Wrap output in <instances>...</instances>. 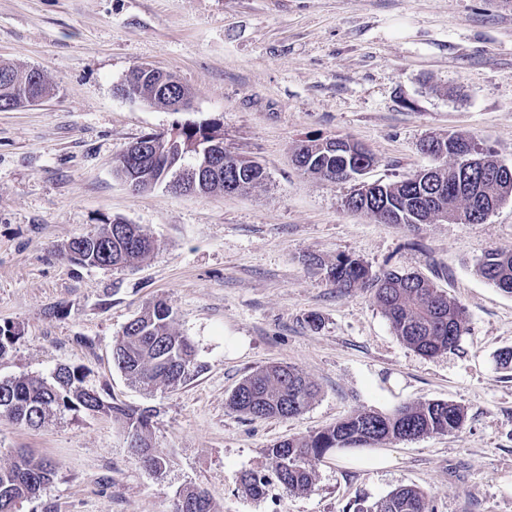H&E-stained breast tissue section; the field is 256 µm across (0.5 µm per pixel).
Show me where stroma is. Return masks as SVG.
Segmentation results:
<instances>
[{
	"instance_id": "1",
	"label": "stroma",
	"mask_w": 512,
	"mask_h": 512,
	"mask_svg": "<svg viewBox=\"0 0 512 512\" xmlns=\"http://www.w3.org/2000/svg\"><path fill=\"white\" fill-rule=\"evenodd\" d=\"M0 60L40 69L50 87L39 105L0 112V325L18 331L0 380L82 366L108 401L149 411L168 460L147 470L106 415L35 429L0 417V466L23 449L57 472L20 512H171L189 486L213 512H356L407 485L434 512H512V368L495 361L512 348V296L476 272L486 252H512V198L479 223L390 224L344 207L359 183L292 161L301 141L348 137L372 155L362 181L389 183L431 165L424 138L458 132L512 164V0H0ZM141 65L175 74L189 107L118 95ZM214 118L226 152L265 167L261 184L138 192L114 173L140 136ZM115 218L143 228L148 256L121 268L65 257ZM340 257L431 280L466 312L457 347L428 357L401 343L370 292L327 281ZM159 301L199 365L174 389L129 383L112 356ZM270 364L318 386L307 410H231L232 390ZM428 400L461 405L462 429L383 443L389 468L331 454L311 460L310 491L241 488L274 441Z\"/></svg>"
}]
</instances>
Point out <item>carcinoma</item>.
<instances>
[{
  "label": "carcinoma",
  "instance_id": "carcinoma-1",
  "mask_svg": "<svg viewBox=\"0 0 512 512\" xmlns=\"http://www.w3.org/2000/svg\"><path fill=\"white\" fill-rule=\"evenodd\" d=\"M134 90L140 98L157 106L177 108L178 92H189L185 85L169 89V95L155 91L154 80L136 79ZM48 93L45 76L35 81L31 71H19L0 61V107L18 108ZM142 139L154 143L166 154L168 165L149 161L131 164L121 155L114 171L119 177L134 176L138 188L148 190L169 182L183 168L199 165L203 143H224L223 124L217 120L182 125L166 134L147 133ZM424 153L436 161L430 167V186L416 173L399 181L381 183L359 190L345 200L352 211L366 212L394 224H428L436 217L461 218L465 210L479 221L512 197V165L494 159L473 137L452 133L432 136L422 143ZM480 160L464 163L470 153ZM293 160L306 172L338 180L336 173L366 169L370 153L350 154L332 147L330 139L305 140L295 148ZM265 178L260 165L224 153V166L214 173L197 172L185 190L210 193L224 190L227 182L237 183L234 192L254 187ZM153 241L137 224L116 218L97 230L76 237L75 255L68 260L83 266L119 267L147 256ZM480 276L505 294L512 295V252L492 250L477 265ZM328 278L338 288L360 286L373 291L383 314L397 338L424 356L452 349L465 330L464 309L439 291L429 280L414 273L383 272L372 276L358 261L339 258L328 269ZM173 312L159 301L152 309L131 320L113 346L115 365L132 384L153 386L162 383L176 388L196 371L195 349L189 338L172 328ZM317 393L316 386L297 368L270 365L247 375L232 391L229 407L252 419L293 418L300 415ZM106 414L124 425L134 441L136 455L144 466L163 472L168 462L156 454L148 439L151 417L148 413L107 401L103 394L86 384L80 366H60L49 377L20 376L0 381V416L38 427L59 412ZM466 420L464 408L452 402L428 401L400 405L390 411L358 410L345 419L308 437L280 440L266 449L268 467L249 471L241 488L253 497L266 494L268 476L288 492H303L314 485L309 462L338 448H373L386 440H416L461 429ZM56 476L52 465L27 453L17 455L7 468H0V512H19L20 505L37 498ZM173 512H212L206 492L187 487L176 495ZM358 512H432L427 493L415 486H402Z\"/></svg>",
  "mask_w": 512,
  "mask_h": 512
}]
</instances>
